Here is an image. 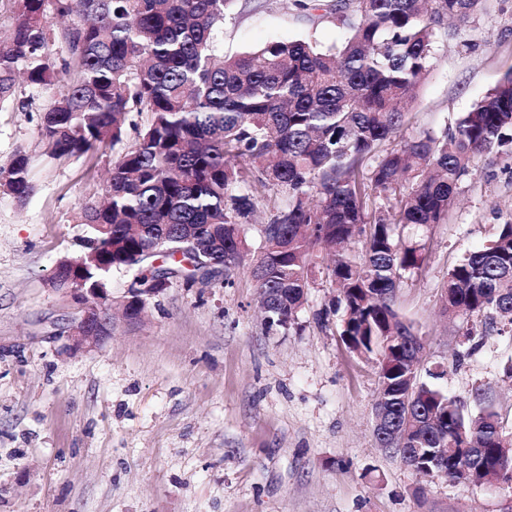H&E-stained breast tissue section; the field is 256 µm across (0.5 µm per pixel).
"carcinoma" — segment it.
Instances as JSON below:
<instances>
[{
    "label": "carcinoma",
    "instance_id": "carcinoma-1",
    "mask_svg": "<svg viewBox=\"0 0 512 512\" xmlns=\"http://www.w3.org/2000/svg\"><path fill=\"white\" fill-rule=\"evenodd\" d=\"M231 2L13 0L11 29L0 34V103L19 77L42 89L76 74L42 110L49 158L121 144L128 114L149 116L114 162L104 201L83 208L84 251L57 263L52 287L106 288L120 271L191 286L201 269L222 266L227 280L245 267L267 316L287 329L321 276L336 288L344 342L380 356L378 398L390 403L380 447L406 448L415 466L451 481L511 482L504 445L512 441L484 390L473 395L482 410L472 415L418 380L421 398L405 421L399 395L421 345L394 309L401 272L420 264L402 230L446 223L462 177L512 148V72L443 134L397 140L439 32L450 21L466 26L486 0H292L332 18L342 43L276 41L226 56ZM50 13L70 24L51 29ZM56 39L67 48L59 62ZM30 167L17 151L0 166V187L27 197ZM263 189L284 204L252 256L244 227ZM378 199L389 205L374 210ZM323 251L333 256L326 266L317 261ZM442 297L450 317L512 326V222L448 270Z\"/></svg>",
    "mask_w": 512,
    "mask_h": 512
}]
</instances>
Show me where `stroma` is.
I'll use <instances>...</instances> for the list:
<instances>
[{"mask_svg":"<svg viewBox=\"0 0 512 512\" xmlns=\"http://www.w3.org/2000/svg\"><path fill=\"white\" fill-rule=\"evenodd\" d=\"M305 37L327 48L342 32L288 0H233L223 46ZM510 71L512 0H488L465 29L439 34L404 136L452 127ZM58 91L20 84L0 104V165L26 150L33 184L22 200L0 192V512H512L510 482L424 478L378 446V363L344 344L326 281L289 329L266 322L245 270L176 281L140 320L114 316L108 336L74 347L78 305L50 279L80 252L82 209L119 152L47 158L41 107ZM510 220L503 155L463 178L446 223L405 230L423 262L394 302L423 341L422 380L466 401L488 391L508 433L512 329L465 340L441 293L449 269Z\"/></svg>","mask_w":512,"mask_h":512,"instance_id":"stroma-1","label":"stroma"}]
</instances>
